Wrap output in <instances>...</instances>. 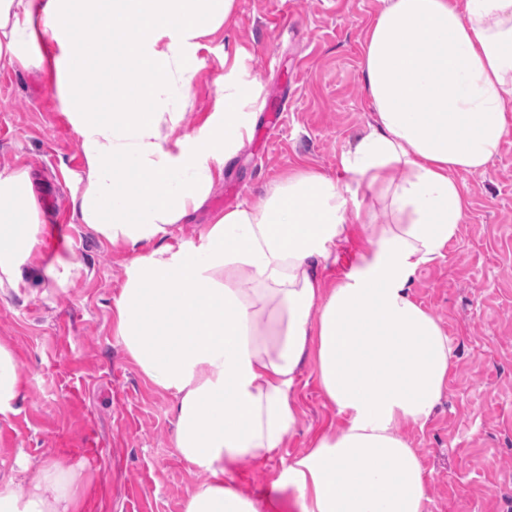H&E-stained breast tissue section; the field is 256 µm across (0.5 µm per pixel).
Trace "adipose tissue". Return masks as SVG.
Wrapping results in <instances>:
<instances>
[{
  "label": "adipose tissue",
  "mask_w": 512,
  "mask_h": 512,
  "mask_svg": "<svg viewBox=\"0 0 512 512\" xmlns=\"http://www.w3.org/2000/svg\"><path fill=\"white\" fill-rule=\"evenodd\" d=\"M235 0H0V61L49 66L86 162L73 209L129 254L112 332L174 397V446L207 475L185 512H427L424 427L446 387L448 337L411 295L468 208L460 173L485 171L512 131V0H387L364 45L374 122L342 157L344 178L296 169L265 196L171 244L250 139L256 81L224 76L222 111L178 138L199 38ZM59 46L51 60L40 40ZM386 204L370 221L360 192ZM39 209L27 173L0 175V286L18 287ZM367 246L332 287L317 268L348 225ZM312 361L344 423L316 436L277 481V500L234 476L294 430L292 389ZM57 462L0 477V512H78Z\"/></svg>",
  "instance_id": "ef3b65f1"
}]
</instances>
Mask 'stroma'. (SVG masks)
Returning <instances> with one entry per match:
<instances>
[{"label":"stroma","instance_id":"1","mask_svg":"<svg viewBox=\"0 0 512 512\" xmlns=\"http://www.w3.org/2000/svg\"><path fill=\"white\" fill-rule=\"evenodd\" d=\"M385 0H236L228 27L200 39L196 71L175 136L201 126L221 105L224 55L242 53L257 87L251 106L260 138L225 166L205 203L170 228L169 243L197 240L227 204L255 201L279 176L308 166L337 179L341 154L374 114L362 46ZM293 11L280 31L270 23ZM28 173L40 226L19 288L0 292V343L22 367L12 412L0 415V475L60 462L79 476L81 512H184L205 473L173 444L170 394L141 374L112 333V307L129 256L73 211L85 185L79 138L48 69L0 63V173ZM469 207L444 259L420 268L414 300L439 319L451 348L447 386L424 427L404 426L428 480V512H512V133L486 171L464 173ZM364 246L349 225L319 273L333 285ZM75 263L65 282L48 263ZM294 431L236 487L277 496L280 474L312 437L343 419L325 399L311 363L293 387Z\"/></svg>","mask_w":512,"mask_h":512}]
</instances>
